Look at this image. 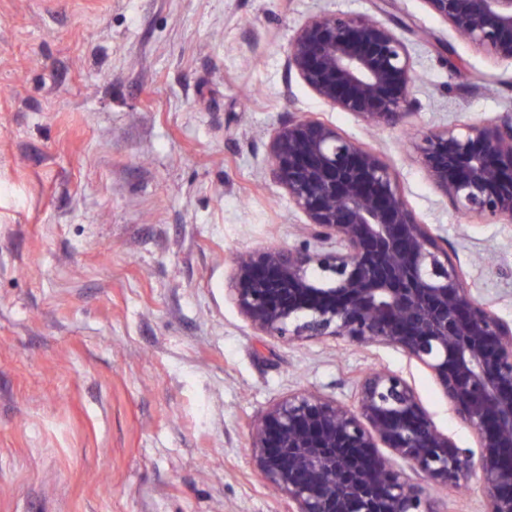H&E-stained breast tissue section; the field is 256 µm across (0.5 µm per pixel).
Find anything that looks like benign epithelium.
<instances>
[{"label":"benign epithelium","instance_id":"obj_1","mask_svg":"<svg viewBox=\"0 0 512 512\" xmlns=\"http://www.w3.org/2000/svg\"><path fill=\"white\" fill-rule=\"evenodd\" d=\"M424 3L512 61V0ZM287 66L370 127L395 128L413 108L409 49L374 17L310 18ZM419 162L463 214L512 223V117L430 131ZM269 173L304 215L303 240L236 259L240 313L287 341L332 336L400 349L435 375L479 453L440 432L405 379L374 369L353 406L311 391L276 404L252 429L255 469L291 512H438L430 489L457 490L472 474L485 512H512V326L466 288L446 242L416 220L378 154L336 127L288 117L272 138Z\"/></svg>","mask_w":512,"mask_h":512}]
</instances>
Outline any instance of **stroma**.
Segmentation results:
<instances>
[{"mask_svg":"<svg viewBox=\"0 0 512 512\" xmlns=\"http://www.w3.org/2000/svg\"><path fill=\"white\" fill-rule=\"evenodd\" d=\"M334 13L407 44L402 125L371 128L289 73L296 31ZM296 113L378 153L512 324V223L457 211L416 153L427 131L512 115V62L424 0H0V512H289L251 463L254 422L303 390L354 404L374 368L475 450L402 351L266 336L234 304L238 253L301 238L268 173Z\"/></svg>","mask_w":512,"mask_h":512,"instance_id":"obj_1","label":"stroma"}]
</instances>
